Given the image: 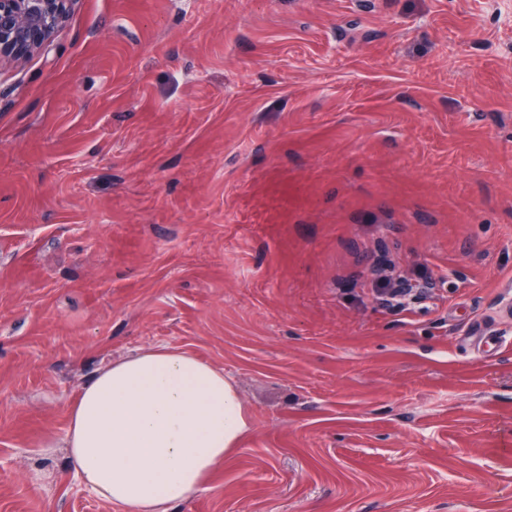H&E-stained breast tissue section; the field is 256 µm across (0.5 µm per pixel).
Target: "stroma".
I'll return each instance as SVG.
<instances>
[{
	"instance_id": "stroma-1",
	"label": "stroma",
	"mask_w": 512,
	"mask_h": 512,
	"mask_svg": "<svg viewBox=\"0 0 512 512\" xmlns=\"http://www.w3.org/2000/svg\"><path fill=\"white\" fill-rule=\"evenodd\" d=\"M157 345L249 420L170 512H512V0H76L1 67L0 512H119L69 410Z\"/></svg>"
}]
</instances>
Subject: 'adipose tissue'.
I'll return each mask as SVG.
<instances>
[{
    "instance_id": "1",
    "label": "adipose tissue",
    "mask_w": 512,
    "mask_h": 512,
    "mask_svg": "<svg viewBox=\"0 0 512 512\" xmlns=\"http://www.w3.org/2000/svg\"><path fill=\"white\" fill-rule=\"evenodd\" d=\"M248 430L222 368L169 346L102 369L70 413L72 471L121 512H169L208 482Z\"/></svg>"
}]
</instances>
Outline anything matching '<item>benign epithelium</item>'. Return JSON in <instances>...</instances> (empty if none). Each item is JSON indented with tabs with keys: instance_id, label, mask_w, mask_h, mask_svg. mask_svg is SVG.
<instances>
[{
	"instance_id": "obj_1",
	"label": "benign epithelium",
	"mask_w": 512,
	"mask_h": 512,
	"mask_svg": "<svg viewBox=\"0 0 512 512\" xmlns=\"http://www.w3.org/2000/svg\"><path fill=\"white\" fill-rule=\"evenodd\" d=\"M75 0H0V65L51 50Z\"/></svg>"
}]
</instances>
